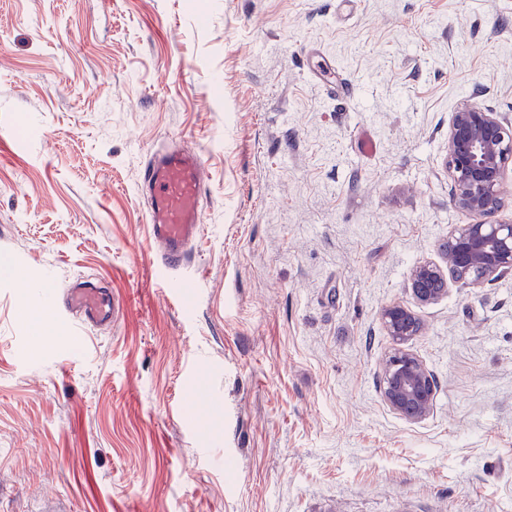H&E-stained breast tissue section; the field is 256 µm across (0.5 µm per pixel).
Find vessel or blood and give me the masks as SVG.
Returning <instances> with one entry per match:
<instances>
[{
    "label": "vessel or blood",
    "mask_w": 512,
    "mask_h": 512,
    "mask_svg": "<svg viewBox=\"0 0 512 512\" xmlns=\"http://www.w3.org/2000/svg\"><path fill=\"white\" fill-rule=\"evenodd\" d=\"M138 190L148 203L149 239L162 247L163 271L179 273L193 267L206 192L199 155L181 148L153 153L143 167ZM45 294L62 319L77 320L84 327L111 323L115 315L111 293L105 288L76 285L60 295L50 288Z\"/></svg>",
    "instance_id": "obj_1"
}]
</instances>
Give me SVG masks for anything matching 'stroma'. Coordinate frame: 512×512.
I'll return each instance as SVG.
<instances>
[{"label": "stroma", "mask_w": 512, "mask_h": 512, "mask_svg": "<svg viewBox=\"0 0 512 512\" xmlns=\"http://www.w3.org/2000/svg\"><path fill=\"white\" fill-rule=\"evenodd\" d=\"M464 103L512 118V0H0V512H512V274L409 289L467 221ZM172 142L207 175L181 290L137 192ZM87 281L82 346L38 292ZM389 336L399 346L383 368L379 388L386 405L411 422L425 419L434 409L438 382L423 361L404 345L418 336L421 323L404 305H392L382 312Z\"/></svg>", "instance_id": "stroma-1"}]
</instances>
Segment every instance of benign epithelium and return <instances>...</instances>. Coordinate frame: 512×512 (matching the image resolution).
<instances>
[{"label": "benign epithelium", "instance_id": "benign-epithelium-1", "mask_svg": "<svg viewBox=\"0 0 512 512\" xmlns=\"http://www.w3.org/2000/svg\"><path fill=\"white\" fill-rule=\"evenodd\" d=\"M512 162V121L490 109L463 105L448 125L446 165L455 208L470 218L456 224L441 245L446 266L417 265L410 277L415 299L438 302L447 294V279L466 286L512 272V224L490 223L485 218L503 204L506 170ZM389 336L396 342L383 368L379 388L386 405L411 422L425 419L434 409L438 382L423 361L404 345L419 335L421 323L404 305L382 312Z\"/></svg>", "mask_w": 512, "mask_h": 512}]
</instances>
